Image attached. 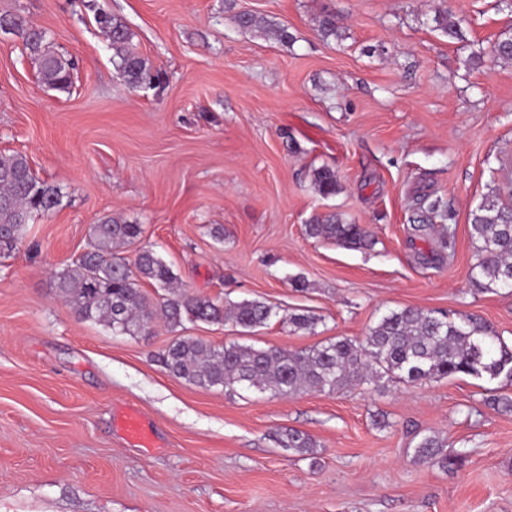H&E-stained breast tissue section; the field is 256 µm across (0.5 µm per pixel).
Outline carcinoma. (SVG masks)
<instances>
[{
	"label": "carcinoma",
	"mask_w": 512,
	"mask_h": 512,
	"mask_svg": "<svg viewBox=\"0 0 512 512\" xmlns=\"http://www.w3.org/2000/svg\"><path fill=\"white\" fill-rule=\"evenodd\" d=\"M95 20L112 45L116 70L130 87L158 80L145 59L130 51L133 33L121 17L102 13ZM233 21L245 30L289 38L287 28L261 15L241 12L233 15ZM432 21L448 36L460 35L461 20L448 10L436 9ZM0 23L16 27L47 85L59 89L69 85V64L49 50L45 31L32 30L28 20L18 14L0 15ZM318 26L324 36L340 37L334 13L325 12ZM312 185L323 197L336 194V171L321 167L315 171ZM59 202L57 188L33 174L25 155L0 153V251L13 249L34 217L53 210ZM306 230L312 237L351 248L373 244L364 227L336 215L317 217ZM141 235V225L107 215L92 227L89 249L56 275L59 296L80 318L100 323L115 334L136 336L145 332L158 314L172 329L186 321H230L252 329L272 317L273 307L259 299L226 304L219 298L183 291L150 303L141 283L147 281L167 291L175 276L147 246L138 248L131 264L118 256V248L137 243ZM470 238L476 253L471 269L473 285L487 292L505 288L512 274V204L502 200L500 188L491 189L471 211ZM289 321L299 330H312L318 318L303 309L291 314ZM161 360L172 376L199 387H254L284 397L334 392L354 381L376 385L384 378L416 383L468 375L512 381V348L486 327L468 317L457 322L413 307L389 311L360 342L337 336L308 349L286 351L236 342L219 346L187 336L171 343ZM279 443L299 453L315 447L309 435L293 429ZM413 451L417 459L444 470L461 466L463 460L462 454L448 450L446 438L434 432L422 435Z\"/></svg>",
	"instance_id": "1"
}]
</instances>
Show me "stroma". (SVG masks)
<instances>
[{
    "instance_id": "obj_1",
    "label": "stroma",
    "mask_w": 512,
    "mask_h": 512,
    "mask_svg": "<svg viewBox=\"0 0 512 512\" xmlns=\"http://www.w3.org/2000/svg\"><path fill=\"white\" fill-rule=\"evenodd\" d=\"M437 1L0 0L75 63L70 88H50L21 40L0 37V152L61 191L0 254V512H512V406L488 402L512 399L505 379L279 398L201 388L159 359L181 336L286 350L359 340L405 307L478 318L512 346V290L469 278V214L512 184V61L491 54L512 37V8L441 0L461 21L451 39L432 22ZM327 9L340 38L318 27ZM243 11L288 40L240 29ZM99 12L128 23L158 86L124 82ZM324 165L339 180L329 197L311 184ZM436 199L442 215L416 231ZM332 212L374 246L309 237ZM110 214L141 225L190 292L264 300L276 316L250 333L158 321L136 336L81 319L55 276ZM299 309L314 331L289 323ZM131 409L150 446L127 440ZM291 429L313 452L280 447ZM429 432L463 467L414 457Z\"/></svg>"
}]
</instances>
